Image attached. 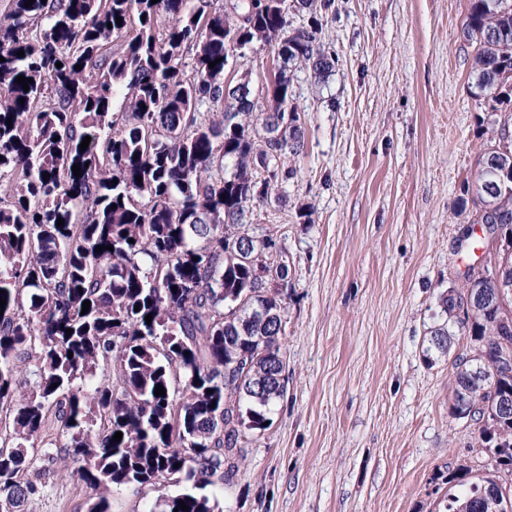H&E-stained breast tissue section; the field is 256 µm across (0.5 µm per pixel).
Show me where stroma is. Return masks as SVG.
I'll use <instances>...</instances> for the list:
<instances>
[{
	"mask_svg": "<svg viewBox=\"0 0 512 512\" xmlns=\"http://www.w3.org/2000/svg\"><path fill=\"white\" fill-rule=\"evenodd\" d=\"M467 0H331L318 11L337 62L295 69L301 151L256 233L288 260L280 338L288 392L244 440L221 512H441L450 476L492 461L449 414L457 336L429 352L439 297L474 263L465 187L498 136L473 96ZM21 512H85L71 463ZM180 485L109 495L149 512Z\"/></svg>",
	"mask_w": 512,
	"mask_h": 512,
	"instance_id": "35a3bbf8",
	"label": "stroma"
}]
</instances>
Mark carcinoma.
Masks as SVG:
<instances>
[{
    "label": "carcinoma",
    "mask_w": 512,
    "mask_h": 512,
    "mask_svg": "<svg viewBox=\"0 0 512 512\" xmlns=\"http://www.w3.org/2000/svg\"><path fill=\"white\" fill-rule=\"evenodd\" d=\"M25 2L6 0L0 13V512H20L50 479L30 455L50 423L57 453L93 490L87 512H109L114 487L169 480L184 489L160 512H215L204 490L233 478L242 440L266 430L287 393L284 303L258 275L281 248L254 234L241 254L236 242L279 189L261 165L284 182L285 159L302 146L285 68L261 87L271 104L261 117L252 103L226 102L225 78L231 53L250 43L283 46L282 63L322 76L335 63L323 24L294 26L289 0H237L232 15L214 0ZM463 37L475 51L473 95L496 115V103H512V0H468ZM19 75L33 79L29 91ZM220 105L218 120L202 111ZM468 193L472 223L512 249V135L482 154ZM487 285L469 267L429 339L445 353L470 336L450 414L476 424L512 397V294L472 317L448 301ZM101 364L117 373L110 386L93 382ZM475 364L497 374L493 388L470 383ZM157 385L166 394L154 395ZM477 432L493 468L511 472L512 414ZM505 493L512 486L494 475L461 479L444 509L491 512Z\"/></svg>",
    "instance_id": "obj_1"
}]
</instances>
